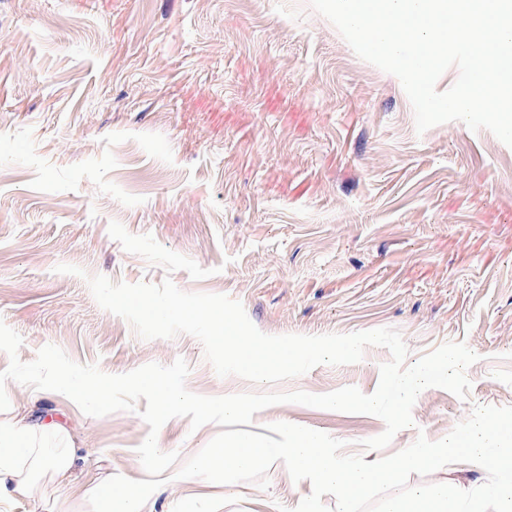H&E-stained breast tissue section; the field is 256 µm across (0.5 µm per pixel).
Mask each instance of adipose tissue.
Returning a JSON list of instances; mask_svg holds the SVG:
<instances>
[{
	"mask_svg": "<svg viewBox=\"0 0 512 512\" xmlns=\"http://www.w3.org/2000/svg\"><path fill=\"white\" fill-rule=\"evenodd\" d=\"M61 425L52 419L29 424L18 419H0V497L15 490L35 494L41 489V478L54 484L68 481L73 466L70 449H59L55 454L44 455L41 449L29 447V440L37 434L57 436Z\"/></svg>",
	"mask_w": 512,
	"mask_h": 512,
	"instance_id": "obj_1",
	"label": "adipose tissue"
}]
</instances>
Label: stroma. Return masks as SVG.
I'll use <instances>...</instances> for the list:
<instances>
[{"label":"stroma","instance_id":"stroma-1","mask_svg":"<svg viewBox=\"0 0 512 512\" xmlns=\"http://www.w3.org/2000/svg\"><path fill=\"white\" fill-rule=\"evenodd\" d=\"M94 275L227 296L268 335L389 327L412 362L448 342L478 356L468 399L423 390L384 449L360 448L381 418L295 403L255 414V433L288 422L371 461L441 440L474 406H512V147L460 121L417 133L399 79L309 0H0V320L20 359L54 344L123 374L182 358L193 393L259 391L218 376L193 336L139 338L97 304ZM390 358L370 346L276 388L369 395ZM6 389L15 413L63 423L78 457L63 489L11 495L0 512H91L85 490L104 475L145 478V402L92 417L51 391ZM219 431L178 417L157 442L185 461ZM268 479L169 482L142 512H277L312 491L279 462ZM486 479L463 462L408 483Z\"/></svg>","mask_w":512,"mask_h":512}]
</instances>
